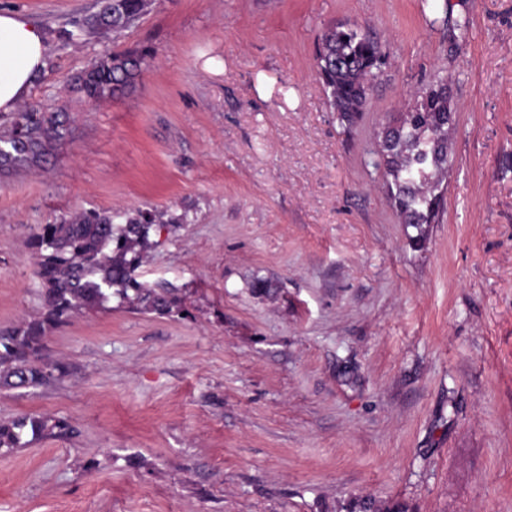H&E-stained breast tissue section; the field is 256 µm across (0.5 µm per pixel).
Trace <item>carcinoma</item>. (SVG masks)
I'll return each instance as SVG.
<instances>
[{
  "label": "carcinoma",
  "instance_id": "cac0c4a2",
  "mask_svg": "<svg viewBox=\"0 0 512 512\" xmlns=\"http://www.w3.org/2000/svg\"><path fill=\"white\" fill-rule=\"evenodd\" d=\"M151 0H98L95 13L75 23L87 34L119 33L132 27ZM148 50L106 53L70 80L71 88L88 100L101 101L132 92L143 73ZM385 63L378 41L356 27L338 25L322 36L316 55V75L329 106L340 123L354 125L373 90L377 71ZM448 77L437 78L414 93L405 111L385 126L376 154L384 162V186L400 222L417 230L409 245L420 248L422 226L432 224L444 200L441 174L448 170ZM69 133L59 112L29 105L12 113L7 132L0 134V173L30 169L45 159ZM164 214L138 210L125 223L97 211H79L58 224H41L31 240L38 257L37 274L44 287L45 312L0 330V387L48 386L62 377L66 366L46 354L47 332L81 309H110L125 304L142 313L169 315L181 301L172 288H153L137 278L152 234L165 228ZM64 430L31 416L0 423V450L30 444L27 436Z\"/></svg>",
  "mask_w": 512,
  "mask_h": 512
}]
</instances>
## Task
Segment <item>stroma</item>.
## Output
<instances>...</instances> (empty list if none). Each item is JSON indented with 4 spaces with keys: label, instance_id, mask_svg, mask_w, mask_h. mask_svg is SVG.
<instances>
[{
    "label": "stroma",
    "instance_id": "1",
    "mask_svg": "<svg viewBox=\"0 0 512 512\" xmlns=\"http://www.w3.org/2000/svg\"><path fill=\"white\" fill-rule=\"evenodd\" d=\"M0 9L45 30L28 100L69 120L46 163L0 175V328L44 313L30 234L78 210L163 212L138 279L182 306L49 333L69 374L0 390V421L71 431L0 451V512H512V0H154L71 41L97 0ZM338 24L386 53L349 129L315 75ZM136 47L153 57L134 92L65 91ZM440 73L451 165L415 249L374 150Z\"/></svg>",
    "mask_w": 512,
    "mask_h": 512
}]
</instances>
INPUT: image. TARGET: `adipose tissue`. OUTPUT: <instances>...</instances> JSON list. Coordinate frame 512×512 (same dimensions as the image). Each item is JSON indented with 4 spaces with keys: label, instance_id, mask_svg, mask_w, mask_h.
<instances>
[{
    "label": "adipose tissue",
    "instance_id": "adipose-tissue-1",
    "mask_svg": "<svg viewBox=\"0 0 512 512\" xmlns=\"http://www.w3.org/2000/svg\"><path fill=\"white\" fill-rule=\"evenodd\" d=\"M44 31L22 14L0 11V112L15 111L46 66Z\"/></svg>",
    "mask_w": 512,
    "mask_h": 512
}]
</instances>
